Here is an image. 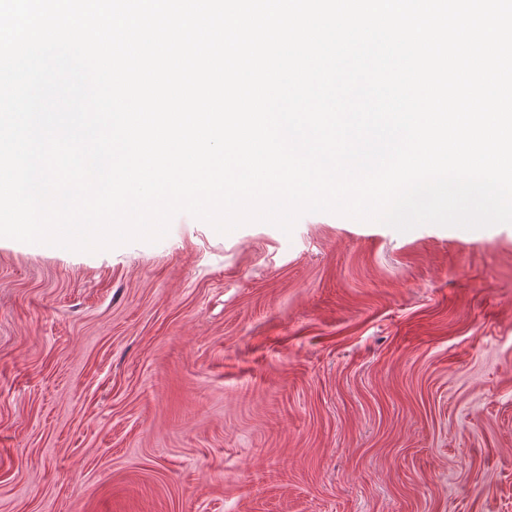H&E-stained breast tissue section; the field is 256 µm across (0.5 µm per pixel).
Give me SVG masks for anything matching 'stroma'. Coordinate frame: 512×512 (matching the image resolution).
<instances>
[{
	"mask_svg": "<svg viewBox=\"0 0 512 512\" xmlns=\"http://www.w3.org/2000/svg\"><path fill=\"white\" fill-rule=\"evenodd\" d=\"M0 512H512V224L0 238Z\"/></svg>",
	"mask_w": 512,
	"mask_h": 512,
	"instance_id": "1",
	"label": "stroma"
}]
</instances>
